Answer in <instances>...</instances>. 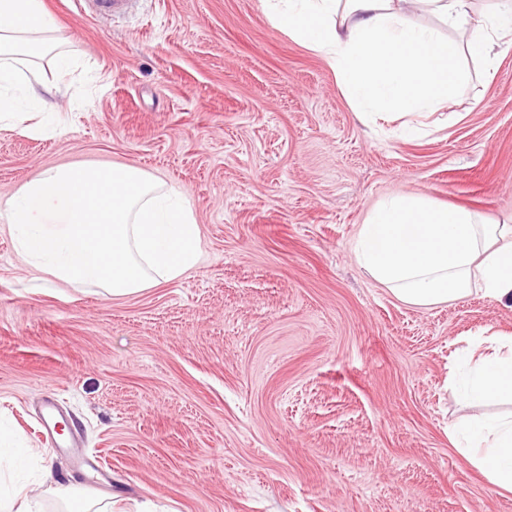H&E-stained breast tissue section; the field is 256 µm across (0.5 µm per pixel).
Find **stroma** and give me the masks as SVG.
I'll use <instances>...</instances> for the list:
<instances>
[{
    "label": "stroma",
    "mask_w": 512,
    "mask_h": 512,
    "mask_svg": "<svg viewBox=\"0 0 512 512\" xmlns=\"http://www.w3.org/2000/svg\"><path fill=\"white\" fill-rule=\"evenodd\" d=\"M70 56L65 125L0 131V206L47 167L131 165L200 229L180 279L114 298L34 268L0 219V492L42 512H512L448 425L502 416L450 377L471 337L512 335L482 293L405 305L359 263L395 195L512 220V50L471 59L445 106L361 120L262 0H45ZM54 399L66 428L38 420ZM26 485H17L13 488L9 496L2 500L0 498V511L2 512H13L15 505L18 501H25L24 507L27 510L17 512H39L37 504H32L33 497H31L26 491Z\"/></svg>",
    "instance_id": "obj_1"
}]
</instances>
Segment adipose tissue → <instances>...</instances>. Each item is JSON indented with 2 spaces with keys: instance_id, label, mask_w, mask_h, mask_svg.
<instances>
[{
  "instance_id": "adipose-tissue-1",
  "label": "adipose tissue",
  "mask_w": 512,
  "mask_h": 512,
  "mask_svg": "<svg viewBox=\"0 0 512 512\" xmlns=\"http://www.w3.org/2000/svg\"><path fill=\"white\" fill-rule=\"evenodd\" d=\"M269 21L320 53L358 114L424 112L452 98L467 57L491 62L512 48V0L478 11L473 0H263ZM435 15L448 35L419 28ZM44 0H0V129L41 133L39 116L61 94L34 63L68 56ZM361 265L400 302L428 308L480 290L512 307V224H488L464 208L413 196L377 205L357 238ZM474 401L512 402V336L477 357L464 385ZM455 446L498 489L512 492V414L451 423Z\"/></svg>"
}]
</instances>
